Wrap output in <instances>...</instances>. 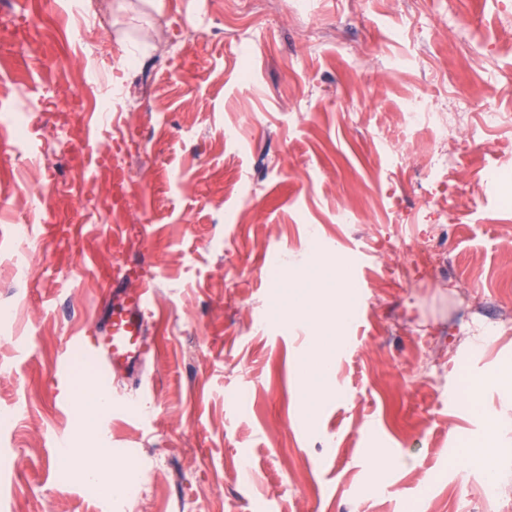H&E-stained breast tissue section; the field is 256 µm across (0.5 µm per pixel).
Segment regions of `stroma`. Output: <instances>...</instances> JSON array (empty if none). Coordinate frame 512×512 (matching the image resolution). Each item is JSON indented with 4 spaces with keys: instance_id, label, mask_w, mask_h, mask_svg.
Listing matches in <instances>:
<instances>
[{
    "instance_id": "obj_1",
    "label": "stroma",
    "mask_w": 512,
    "mask_h": 512,
    "mask_svg": "<svg viewBox=\"0 0 512 512\" xmlns=\"http://www.w3.org/2000/svg\"><path fill=\"white\" fill-rule=\"evenodd\" d=\"M24 2L29 40L0 10V512H512V209L487 178L512 170V0H108L85 40L70 0ZM112 85L108 163L82 169ZM416 95L474 131L446 165L404 121ZM317 252L341 256L355 312L306 410L308 325L271 303ZM141 258L160 274L145 372L86 434L95 368L70 340ZM489 409L494 499L454 464ZM69 445L111 449L135 494L87 495ZM75 410L79 423L83 425L89 420L97 422L109 408L106 396L97 392L88 378H82L75 390Z\"/></svg>"
}]
</instances>
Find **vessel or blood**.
Returning <instances> with one entry per match:
<instances>
[{
    "instance_id": "obj_1",
    "label": "vessel or blood",
    "mask_w": 512,
    "mask_h": 512,
    "mask_svg": "<svg viewBox=\"0 0 512 512\" xmlns=\"http://www.w3.org/2000/svg\"><path fill=\"white\" fill-rule=\"evenodd\" d=\"M156 272L136 264L125 267L108 286L105 303L90 331L74 342L98 368L103 383L141 373L147 355L146 326L154 315Z\"/></svg>"
}]
</instances>
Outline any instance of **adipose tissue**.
<instances>
[{
	"mask_svg": "<svg viewBox=\"0 0 512 512\" xmlns=\"http://www.w3.org/2000/svg\"><path fill=\"white\" fill-rule=\"evenodd\" d=\"M340 260L335 256H313L301 280L288 295L276 297L273 305L278 313L297 308L309 319L312 363L306 368L307 386L304 406L311 407L328 391L336 351L343 342L342 330L349 320L352 299L350 285L337 274ZM65 468L77 473L88 483L120 491L124 478L117 474L105 448H69L62 456Z\"/></svg>",
	"mask_w": 512,
	"mask_h": 512,
	"instance_id": "ef3b65f1",
	"label": "adipose tissue"
}]
</instances>
